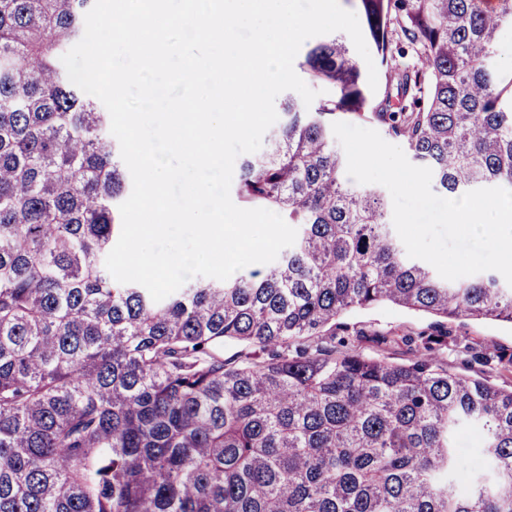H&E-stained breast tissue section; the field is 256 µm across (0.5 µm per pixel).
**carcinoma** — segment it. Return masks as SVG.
I'll return each mask as SVG.
<instances>
[{"mask_svg": "<svg viewBox=\"0 0 512 512\" xmlns=\"http://www.w3.org/2000/svg\"><path fill=\"white\" fill-rule=\"evenodd\" d=\"M94 0H0V512H512V389L451 372L442 334L407 362L336 336L352 308L512 323L494 272L455 281L408 257L383 192L346 180L332 123L370 112L453 197L512 189V0H355L412 102L373 104L342 37L301 62L327 95L288 96L236 193L297 227L278 258L160 302L105 258L127 191L99 99L61 56ZM240 346L224 358V343ZM479 434V467L457 448ZM497 60L506 80L512 75V29L505 28L498 36Z\"/></svg>", "mask_w": 512, "mask_h": 512, "instance_id": "cac0c4a2", "label": "carcinoma"}]
</instances>
